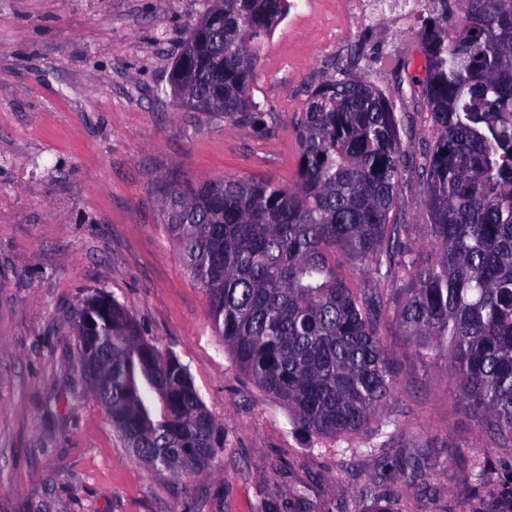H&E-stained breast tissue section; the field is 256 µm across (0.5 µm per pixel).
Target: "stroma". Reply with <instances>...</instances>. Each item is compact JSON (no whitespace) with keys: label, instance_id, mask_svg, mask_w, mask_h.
I'll return each instance as SVG.
<instances>
[{"label":"stroma","instance_id":"35a3bbf8","mask_svg":"<svg viewBox=\"0 0 512 512\" xmlns=\"http://www.w3.org/2000/svg\"><path fill=\"white\" fill-rule=\"evenodd\" d=\"M252 85L268 133L181 106L168 83L202 0H0V512H365L366 491L415 454L423 483L391 475L396 512H460L512 474V450L477 430L444 361L378 327L397 377L393 424L308 445L244 375L212 326L206 294L166 227L173 177L297 181L295 125L339 67L394 103L406 157L432 136L408 0H289ZM427 250L424 185L408 170L393 204ZM186 367L224 431L203 472L138 459L79 359L76 312L92 291ZM493 478L468 476L471 456Z\"/></svg>","mask_w":512,"mask_h":512}]
</instances>
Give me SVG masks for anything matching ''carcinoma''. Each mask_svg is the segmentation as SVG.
I'll return each mask as SVG.
<instances>
[{
  "instance_id": "obj_1",
  "label": "carcinoma",
  "mask_w": 512,
  "mask_h": 512,
  "mask_svg": "<svg viewBox=\"0 0 512 512\" xmlns=\"http://www.w3.org/2000/svg\"><path fill=\"white\" fill-rule=\"evenodd\" d=\"M419 9L421 86L432 139L419 164L430 219L427 256L413 228L391 219L406 162L393 103L340 69L311 93L297 122L298 181L286 188L217 177L191 186L167 224L208 298V315L238 368L288 410L309 442L357 433L384 417L396 376L377 334L381 286L395 284L393 319L425 359L441 356L475 425L512 445V0H465L448 31V0ZM288 0L205 4L171 74V89L205 114L265 128L250 89ZM365 265L355 290L337 254ZM82 369L127 447L154 468L198 472L221 434L173 354L145 339L126 310L97 291L77 316ZM399 477L421 479L399 459ZM470 477L490 478L471 460ZM370 512H394L369 488ZM468 512H512V477Z\"/></svg>"
}]
</instances>
